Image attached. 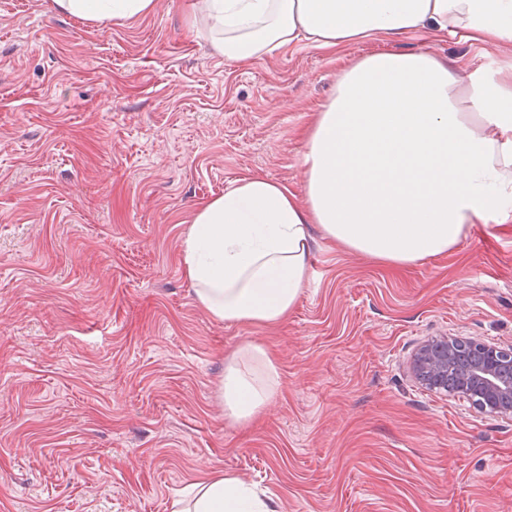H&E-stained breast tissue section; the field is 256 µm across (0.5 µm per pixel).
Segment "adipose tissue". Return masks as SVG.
I'll list each match as a JSON object with an SVG mask.
<instances>
[{"mask_svg":"<svg viewBox=\"0 0 512 512\" xmlns=\"http://www.w3.org/2000/svg\"><path fill=\"white\" fill-rule=\"evenodd\" d=\"M94 24L147 14L153 0H54ZM200 31L229 63L304 39L336 47L429 28L512 42V0H195ZM302 193L262 173L201 203L180 263L196 303L224 323L267 327L295 308L311 274V229L345 253L405 268L447 254L471 224L512 219V69L460 79L432 53H375L336 81L303 157ZM281 386L265 347L224 363V414L255 420ZM175 512H274L236 474L193 484Z\"/></svg>","mask_w":512,"mask_h":512,"instance_id":"ef3b65f1","label":"adipose tissue"}]
</instances>
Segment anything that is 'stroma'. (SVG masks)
I'll use <instances>...</instances> for the list:
<instances>
[{
  "label": "stroma",
  "instance_id": "1",
  "mask_svg": "<svg viewBox=\"0 0 512 512\" xmlns=\"http://www.w3.org/2000/svg\"><path fill=\"white\" fill-rule=\"evenodd\" d=\"M424 50L460 76L512 66V43L425 31L236 65L192 0L103 27L0 0V512H173L219 471L275 512H512V419L408 370L441 336L512 346V221L403 269L314 235L272 328L212 320L180 265L195 205L234 179L302 191L343 71ZM247 342L283 392L238 425L221 385Z\"/></svg>",
  "mask_w": 512,
  "mask_h": 512
}]
</instances>
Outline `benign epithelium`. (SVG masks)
Here are the masks:
<instances>
[{
    "label": "benign epithelium",
    "instance_id": "obj_1",
    "mask_svg": "<svg viewBox=\"0 0 512 512\" xmlns=\"http://www.w3.org/2000/svg\"><path fill=\"white\" fill-rule=\"evenodd\" d=\"M465 343L463 338L443 337L422 345L409 363L410 374L422 384L447 375L454 355ZM454 395L483 412L511 416L512 349L486 343L477 347V360L461 376Z\"/></svg>",
    "mask_w": 512,
    "mask_h": 512
}]
</instances>
